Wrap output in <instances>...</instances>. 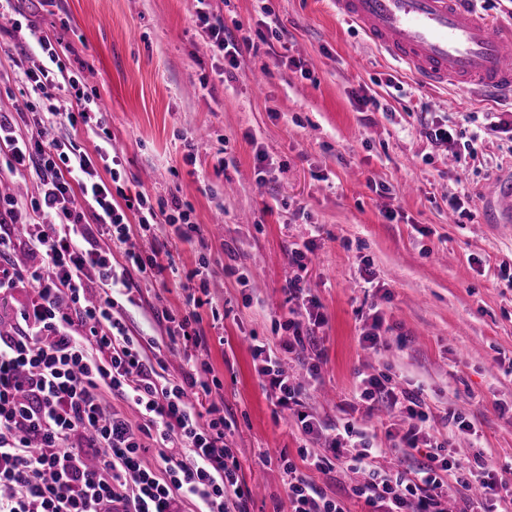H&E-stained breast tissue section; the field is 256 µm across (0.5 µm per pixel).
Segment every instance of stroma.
I'll return each instance as SVG.
<instances>
[{"instance_id": "obj_1", "label": "stroma", "mask_w": 512, "mask_h": 512, "mask_svg": "<svg viewBox=\"0 0 512 512\" xmlns=\"http://www.w3.org/2000/svg\"><path fill=\"white\" fill-rule=\"evenodd\" d=\"M209 4L228 32L248 38L229 73L193 23L195 0H15L0 27V114L16 133L69 140L91 156L111 139L118 165L95 167L116 202L142 193L157 207L176 198L200 227L186 241L136 231L138 252L169 255L178 277L137 279L134 303L119 312L130 334L165 338L168 317L187 311L186 288L205 287L203 355L224 383L248 512H284L278 456L296 457L303 443L251 351L255 340L287 341L281 321L296 277L327 319L317 333L319 381L307 382L308 354L288 360L307 385V411L332 426L398 430L401 417L384 405L354 402L358 374H384L421 394L434 427L449 410L474 424L449 434L458 458L479 453L493 468H512V288L501 278L512 274V223H491L487 205L494 183L512 175V142L486 140L460 169L420 124L425 108L467 138L486 112L512 105L426 88L338 20L331 0ZM39 35L103 110L102 126L35 124L20 76L44 60ZM292 57L303 69L289 67ZM364 93L382 111H360ZM463 190L472 200L461 215L448 199ZM309 240L314 251L297 266L291 251ZM203 258L202 281L192 272ZM364 266L378 287L366 289ZM376 312L390 339L370 354L359 334Z\"/></svg>"}]
</instances>
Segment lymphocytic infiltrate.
<instances>
[{
    "instance_id": "obj_1",
    "label": "lymphocytic infiltrate",
    "mask_w": 512,
    "mask_h": 512,
    "mask_svg": "<svg viewBox=\"0 0 512 512\" xmlns=\"http://www.w3.org/2000/svg\"><path fill=\"white\" fill-rule=\"evenodd\" d=\"M197 2V26L229 64H236L237 40L210 15L206 0ZM38 45L48 63L24 74L38 114L101 125V111L86 107L77 81L69 83L75 91L73 111L62 113L53 105L52 91L64 70L49 40L39 39ZM424 133L432 142L451 146L454 161L465 166L477 158L485 139L512 138V113H487L460 151L452 126L433 123ZM0 150L9 154L14 172L34 170L42 184L40 197L25 213L13 198L0 196V292L24 282L33 286L11 329L0 331V512H184L189 500L197 512H247L250 490L230 446L224 407L212 402L203 409L197 400L222 386L211 364L203 360L177 376H163L145 354L146 348L157 347V340L129 334L116 315L121 298L132 293L130 271L152 280L166 270L157 257L129 251L134 229L150 232L163 224L187 223L179 201L156 208L140 194L126 198L124 205L114 204L94 167L95 160H109L108 143L98 146L93 157L60 140L31 146L0 119ZM132 213L138 217L134 227L128 222ZM92 222L105 230L108 246L89 236ZM15 224L26 225V245L38 265L21 269L10 261ZM117 252L124 254L130 270H116L112 259ZM93 285L98 293L91 300L87 294ZM288 301L284 326L291 338L276 350L266 344L252 347L259 375L278 406L293 412L307 439L297 459L282 460L287 512H348L343 500L328 496L309 475L334 461L348 471L367 472L351 494L368 505H382L385 512H446L456 484L481 492L480 500L466 503L463 512H498L500 493L512 487V477L487 469L478 458L457 459L453 449L430 434L425 400L391 386L387 376L358 374L354 397L366 404L383 401L404 413L407 426L393 447L424 452L426 463L409 472H383L373 466L380 448L370 429L349 422L342 431L325 435L321 421L305 411L303 386L283 370L281 356L316 346L315 331L326 318L300 280L289 282ZM186 304L187 315L167 329L168 343L207 349L208 338L197 328L204 301L191 293ZM107 392L134 403L139 423L107 410ZM321 438L326 447H315ZM151 445L157 451L153 468L143 462Z\"/></svg>"
}]
</instances>
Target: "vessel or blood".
I'll return each mask as SVG.
<instances>
[{"label": "vessel or blood", "instance_id": "b4317fda", "mask_svg": "<svg viewBox=\"0 0 512 512\" xmlns=\"http://www.w3.org/2000/svg\"><path fill=\"white\" fill-rule=\"evenodd\" d=\"M332 2L340 20L424 85L512 98V29L468 0ZM491 206L498 223H512V179L498 182Z\"/></svg>", "mask_w": 512, "mask_h": 512}]
</instances>
